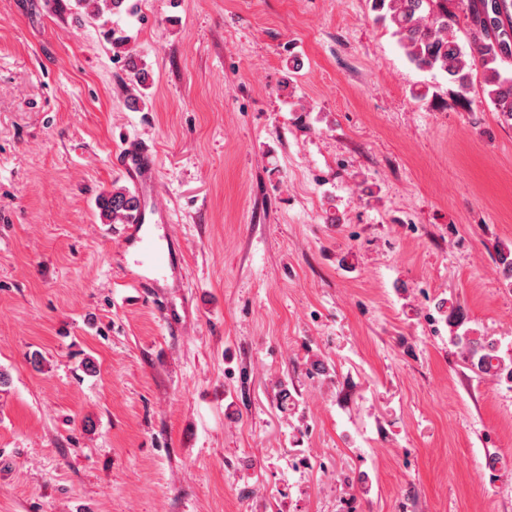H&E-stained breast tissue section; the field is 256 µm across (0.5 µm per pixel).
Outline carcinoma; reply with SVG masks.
I'll return each mask as SVG.
<instances>
[{"label": "carcinoma", "mask_w": 512, "mask_h": 512, "mask_svg": "<svg viewBox=\"0 0 512 512\" xmlns=\"http://www.w3.org/2000/svg\"><path fill=\"white\" fill-rule=\"evenodd\" d=\"M374 21L392 29L410 62L434 71L464 91L473 68L485 75L489 100L502 123L512 127V75L502 65L512 61V0H467L471 15L469 48L458 42L447 0H371ZM86 16L95 19L104 12L131 14L135 0H76ZM125 66L131 81L144 86L150 79L138 57L128 55ZM102 217L112 223H127L140 207L138 195L126 187H112L98 198ZM497 261L506 278L512 279V248H496ZM463 345L469 368L478 376L512 377V352L501 350L493 339L455 336Z\"/></svg>", "instance_id": "carcinoma-1"}]
</instances>
